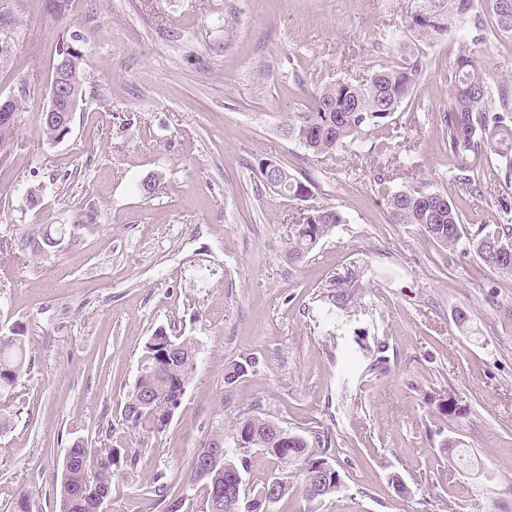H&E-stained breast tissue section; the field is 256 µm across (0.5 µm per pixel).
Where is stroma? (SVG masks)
I'll return each instance as SVG.
<instances>
[{
	"instance_id": "35a3bbf8",
	"label": "stroma",
	"mask_w": 512,
	"mask_h": 512,
	"mask_svg": "<svg viewBox=\"0 0 512 512\" xmlns=\"http://www.w3.org/2000/svg\"><path fill=\"white\" fill-rule=\"evenodd\" d=\"M412 0H0V98L18 104L0 149V335L20 334L32 363L0 398V512L27 494L60 512L63 458L75 444L131 452L107 512H164L163 476L182 512H201L189 477L218 428L251 411L294 433L330 439L324 455L344 488L318 501L298 470L254 450L246 481L290 489L268 512H512V277L475 255L448 253L413 224L391 223L375 189L453 195L470 222L494 219L499 187L455 192L442 136L448 70L477 50L512 80V38L475 44L467 22L430 43L406 29ZM80 35L86 101L57 143L43 132L58 37ZM427 64L394 115L385 153L373 130L324 158L284 137L330 82L366 77L412 52ZM271 160L310 175L311 201L258 182ZM154 179L152 195L140 186ZM41 198L30 206V193ZM345 218L290 259L293 222L310 206ZM58 247L29 248L47 228ZM354 272V302L337 309L332 279ZM467 311L471 330L455 313ZM190 339L196 369L169 427L128 428L124 404L157 329ZM384 345L370 372L367 347ZM256 366L233 383L226 370ZM449 391L456 416L427 394ZM458 435L449 459L441 437ZM410 488L395 493L392 475Z\"/></svg>"
}]
</instances>
